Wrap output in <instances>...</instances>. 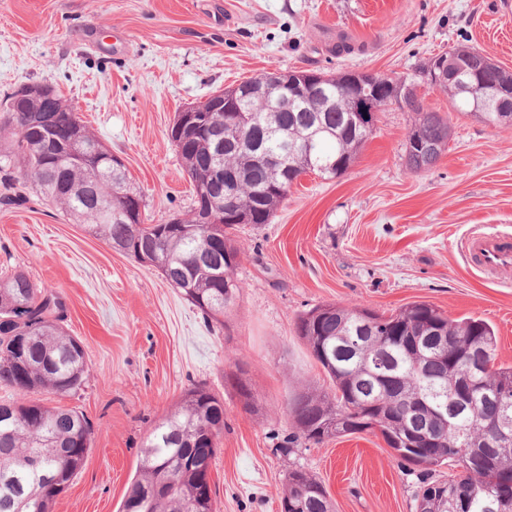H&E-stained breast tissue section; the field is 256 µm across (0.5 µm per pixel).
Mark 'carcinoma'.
Returning a JSON list of instances; mask_svg holds the SVG:
<instances>
[{"mask_svg":"<svg viewBox=\"0 0 512 512\" xmlns=\"http://www.w3.org/2000/svg\"><path fill=\"white\" fill-rule=\"evenodd\" d=\"M445 66L446 78L439 89L448 93L454 112L474 115L493 126H512V94L503 95L499 107L480 111L486 98L485 81L494 74L496 63L470 46H458L430 61ZM384 95L368 99V126L357 124L350 111L358 93V74L327 76L326 87L332 106L325 109L315 98L298 96L278 113L281 131L266 133L264 118L275 103L270 90L250 96L243 110L253 116V125L241 131L243 144L224 150L218 165L206 164L202 156L209 144L193 142L192 149L171 140L185 164L194 187L204 185L220 208L224 180L218 169L234 170L242 181L236 189L235 207L249 224H268L287 198L294 181L312 172L324 175L333 164L336 175L351 165L358 150L373 132L376 113L404 102L419 116L406 144V162L421 171L433 166L448 144L449 117L424 109L421 100L408 99L405 77L387 78ZM56 111H40L41 103L30 102L21 112H9L4 125L14 140L0 151V172L10 185L7 170H19L40 193L67 215L88 226L91 233L108 244H118L126 255L137 258L139 248L153 246L161 259L178 270L168 281L206 319L224 324V310L234 304L239 285L236 267L224 271L217 283L201 269L196 258L224 244L235 224H197L196 209L179 216L177 224H127L123 218L128 200L141 193L127 170L103 173L105 165L62 162L52 155L49 137L31 139L27 128L51 127L68 131L80 139L100 140L79 120L73 108L56 95ZM321 128L309 152L299 148L304 134ZM272 154L288 164V178L270 190L274 173L262 155ZM97 186L95 199L88 202L84 189ZM63 306L21 272L0 281V384L19 397L0 403V411L11 413L0 419V512H16L17 501L28 498L26 512H51L61 490L33 484L30 460H40L41 471L61 476L68 483L77 472L68 456L87 455L92 430L83 413L49 407L28 399L44 391L64 394L81 386L87 360L79 339L58 324ZM299 339L321 365L331 381V392L307 388L291 400L290 410L299 432L307 440L321 443L357 433H379L402 462L432 469L449 462L463 470L461 476L427 483L417 495L416 512H440L443 503H457L448 512H508L512 510V434L496 436L484 430L482 420L512 409V365L496 364V335L482 319H450L430 303H409L385 316L368 308L318 305L300 315L296 323ZM473 354L475 365L451 355L450 348ZM332 351L330 362L322 351ZM379 356L381 370L372 373L366 358ZM464 381L476 390L502 394L477 399L471 405H454V392ZM423 398L419 418L427 420L432 409L448 405V422L433 429L440 443L429 448H409L403 440L404 425L413 421L409 403ZM219 436L224 430V402L209 390L194 386L162 419L142 448V462L132 479L120 512H213L205 505L207 489L194 471L182 468L181 460L198 454L214 456L205 432ZM282 499L300 507V512H334L324 487L311 474L288 472Z\"/></svg>","mask_w":512,"mask_h":512,"instance_id":"1","label":"carcinoma"}]
</instances>
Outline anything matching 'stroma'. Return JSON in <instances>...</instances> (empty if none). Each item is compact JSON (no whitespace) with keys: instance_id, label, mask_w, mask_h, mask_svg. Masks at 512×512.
<instances>
[{"instance_id":"obj_1","label":"stroma","mask_w":512,"mask_h":512,"mask_svg":"<svg viewBox=\"0 0 512 512\" xmlns=\"http://www.w3.org/2000/svg\"><path fill=\"white\" fill-rule=\"evenodd\" d=\"M350 48L335 51L337 32ZM512 71V0H0V114L23 86L47 83L121 157L145 202V223L193 206L184 163L169 140L184 107L266 73L316 70L419 75L458 45ZM427 110L451 115L438 162L405 164L415 113L388 106L341 176L301 175L270 223L232 230L241 285L216 325L152 266L43 201L0 200V275L24 272L65 303L63 329L83 344L81 386L51 406L82 412L92 429L84 467L52 512H118L141 448L184 392L206 386L224 401L212 461L215 512H278L289 471L319 480L335 512H415L424 482L460 474L401 462L381 436L316 444L287 405L330 380L298 338L299 315L335 303L392 314L412 302L479 318L512 365V271L489 278L462 242L512 233V127L449 110L418 84ZM249 383L254 409L234 388Z\"/></svg>"}]
</instances>
